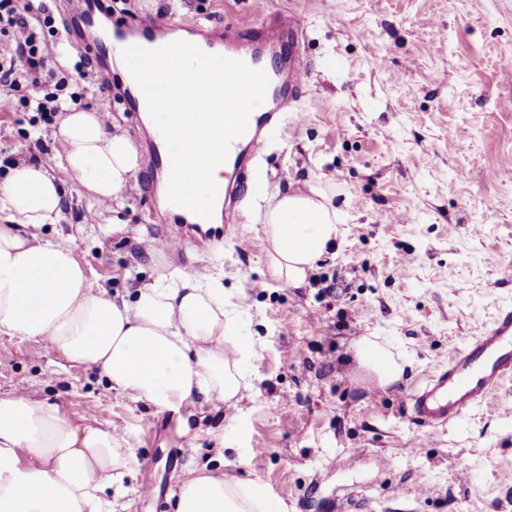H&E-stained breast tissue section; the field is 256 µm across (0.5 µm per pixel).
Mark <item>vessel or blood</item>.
I'll return each mask as SVG.
<instances>
[{
	"instance_id": "obj_1",
	"label": "vessel or blood",
	"mask_w": 512,
	"mask_h": 512,
	"mask_svg": "<svg viewBox=\"0 0 512 512\" xmlns=\"http://www.w3.org/2000/svg\"><path fill=\"white\" fill-rule=\"evenodd\" d=\"M104 0H64L68 22L66 34L75 37L77 23L91 24L96 16L106 14ZM295 17L277 15L259 33L243 34L232 26H200L171 12L144 13L136 16L128 29L112 33V53L121 56L130 46L156 49L169 43L175 28L190 33L191 43L208 53L221 54L259 68L261 48H276L283 42L286 29L298 28ZM305 63L292 54L287 73L269 72L271 84L282 85L296 93L304 80ZM286 128L285 115L271 101L255 108L246 132L232 141L226 165L231 179L218 187L223 201L221 212L225 223H232L238 199L257 191V163L271 142ZM512 378V306H502L491 324L464 346L452 349L448 362L409 396L411 415L427 430L436 431L461 419L482 404L500 385Z\"/></svg>"
}]
</instances>
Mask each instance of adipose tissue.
Returning a JSON list of instances; mask_svg holds the SVG:
<instances>
[{
    "label": "adipose tissue",
    "mask_w": 512,
    "mask_h": 512,
    "mask_svg": "<svg viewBox=\"0 0 512 512\" xmlns=\"http://www.w3.org/2000/svg\"><path fill=\"white\" fill-rule=\"evenodd\" d=\"M66 172L100 203L116 200L138 166L131 138L107 130L101 115L70 110L55 133ZM64 189L47 169L14 161L0 183V336L45 341L66 362L97 370L110 388L154 406L187 401L231 403L244 388L242 370L256 354L249 338L227 332L219 275L180 272L124 297L94 287L71 245L39 238L58 223ZM259 219L267 265L291 288L306 285L317 261L336 246L340 212L320 183L274 195ZM360 366L380 385L403 371L364 338ZM126 440L111 424H77L55 403L24 394L0 397V512H113L124 497ZM173 512H291L258 482L188 471Z\"/></svg>",
    "instance_id": "obj_1"
}]
</instances>
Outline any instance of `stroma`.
Returning a JSON list of instances; mask_svg holds the SVG:
<instances>
[{"label": "stroma", "mask_w": 512, "mask_h": 512, "mask_svg": "<svg viewBox=\"0 0 512 512\" xmlns=\"http://www.w3.org/2000/svg\"><path fill=\"white\" fill-rule=\"evenodd\" d=\"M174 2L185 17L248 29L251 0ZM293 11L308 63L284 138L266 154L256 202L206 249L156 256L170 222L153 214L162 173L139 166L120 202L82 195L61 166L53 125L34 102L56 93L110 112L147 156L154 131L127 111L65 36L61 0H37L44 74L0 86V182L23 158L66 189L41 237L70 243L93 284L123 296L164 273L224 276L235 333L256 343L234 404L200 399L163 410L109 388L50 345L0 337V397L58 403L73 420L112 423L129 450L125 512H170L187 470L256 480L293 512H512V379L456 423L428 433L409 395L512 306V0H266ZM384 58L374 66L373 55ZM321 181L343 215L340 246L307 285L289 288L266 263L256 215L275 193ZM379 342L403 373L380 387L355 346Z\"/></svg>", "instance_id": "stroma-1"}]
</instances>
